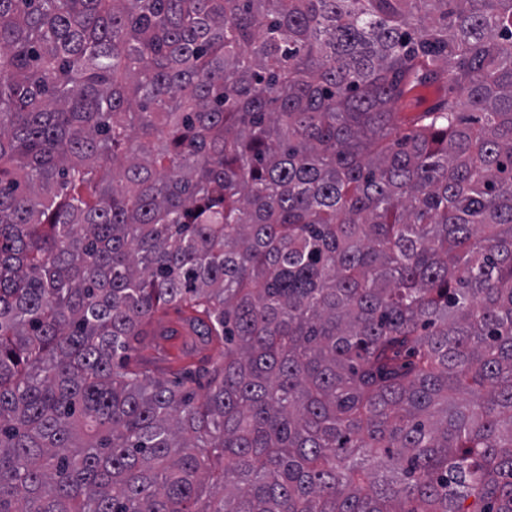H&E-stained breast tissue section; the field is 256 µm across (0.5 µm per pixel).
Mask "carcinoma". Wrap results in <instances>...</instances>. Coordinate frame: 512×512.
I'll return each mask as SVG.
<instances>
[{
    "label": "carcinoma",
    "instance_id": "cac0c4a2",
    "mask_svg": "<svg viewBox=\"0 0 512 512\" xmlns=\"http://www.w3.org/2000/svg\"><path fill=\"white\" fill-rule=\"evenodd\" d=\"M0 512H512V0H0Z\"/></svg>",
    "mask_w": 512,
    "mask_h": 512
}]
</instances>
